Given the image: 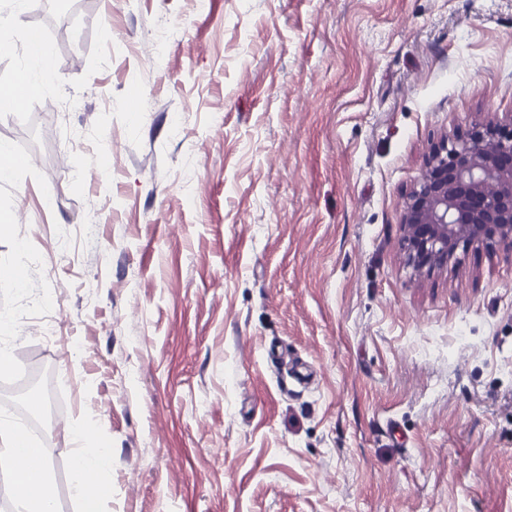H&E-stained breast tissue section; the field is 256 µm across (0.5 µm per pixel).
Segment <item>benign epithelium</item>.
I'll list each match as a JSON object with an SVG mask.
<instances>
[{
  "label": "benign epithelium",
  "mask_w": 512,
  "mask_h": 512,
  "mask_svg": "<svg viewBox=\"0 0 512 512\" xmlns=\"http://www.w3.org/2000/svg\"><path fill=\"white\" fill-rule=\"evenodd\" d=\"M402 245L418 272L444 270L459 249H512V114L444 139L401 210Z\"/></svg>",
  "instance_id": "7a95c632"
}]
</instances>
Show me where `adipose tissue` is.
<instances>
[{
  "instance_id": "obj_1",
  "label": "adipose tissue",
  "mask_w": 512,
  "mask_h": 512,
  "mask_svg": "<svg viewBox=\"0 0 512 512\" xmlns=\"http://www.w3.org/2000/svg\"><path fill=\"white\" fill-rule=\"evenodd\" d=\"M30 449L16 445L13 423L0 420V469L12 473L9 492L19 512H53V500L48 488L45 459H38L34 474H27L24 465ZM112 465V457L102 452L93 457L77 460L78 478L75 490L82 501V512H99L101 498L106 489L97 481L100 472Z\"/></svg>"
}]
</instances>
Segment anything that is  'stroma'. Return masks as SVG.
Segmentation results:
<instances>
[{
	"label": "stroma",
	"mask_w": 512,
	"mask_h": 512,
	"mask_svg": "<svg viewBox=\"0 0 512 512\" xmlns=\"http://www.w3.org/2000/svg\"><path fill=\"white\" fill-rule=\"evenodd\" d=\"M0 17V84L32 27L55 70L0 114V390L52 370L55 512L104 449L100 512H512V251L418 276L400 224L434 144L512 114V0Z\"/></svg>",
	"instance_id": "stroma-1"
}]
</instances>
